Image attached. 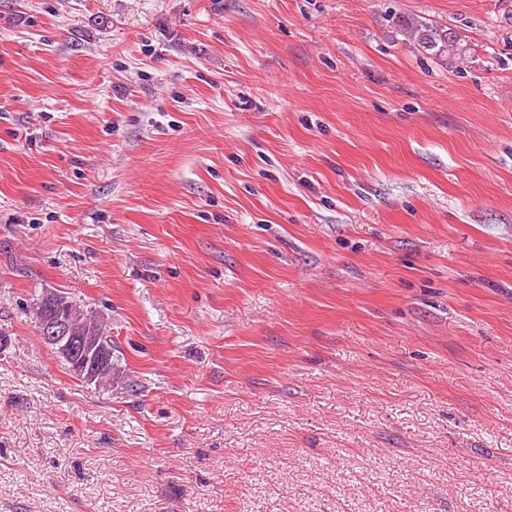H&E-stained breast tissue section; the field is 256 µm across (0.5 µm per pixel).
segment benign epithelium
Wrapping results in <instances>:
<instances>
[{
  "instance_id": "benign-epithelium-1",
  "label": "benign epithelium",
  "mask_w": 512,
  "mask_h": 512,
  "mask_svg": "<svg viewBox=\"0 0 512 512\" xmlns=\"http://www.w3.org/2000/svg\"><path fill=\"white\" fill-rule=\"evenodd\" d=\"M41 333L47 345L68 359L80 379L93 384L101 373L112 370L111 356L101 351L93 336L80 339L71 335L69 319L56 315L41 321Z\"/></svg>"
}]
</instances>
